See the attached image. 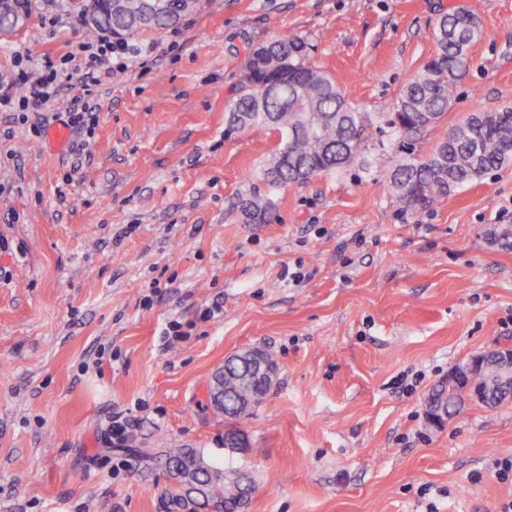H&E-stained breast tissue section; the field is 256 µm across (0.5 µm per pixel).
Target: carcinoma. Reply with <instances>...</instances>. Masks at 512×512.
Instances as JSON below:
<instances>
[{
	"label": "carcinoma",
	"instance_id": "carcinoma-1",
	"mask_svg": "<svg viewBox=\"0 0 512 512\" xmlns=\"http://www.w3.org/2000/svg\"><path fill=\"white\" fill-rule=\"evenodd\" d=\"M154 0H125L120 15L102 13V22L91 28L112 30L117 39L135 33L162 31L178 26L185 18L181 0H169L168 13L153 17ZM482 29L473 10L444 11L433 28L434 57L401 92L387 126L396 138L399 159L392 170L391 186L407 206L425 210L461 185L512 165V108L467 116L453 124L446 136L424 159L416 158L417 143L452 108L458 81L470 65V47L480 40ZM310 46L299 37L278 36L252 47L246 56L243 79L228 109L230 131L270 125L286 133L262 169L263 180L273 188L301 183L312 175L353 164L365 151L364 133L372 124L368 112L358 111L326 72L306 63ZM270 200L245 196L241 216L246 224L264 223ZM222 376L224 405L212 410L228 419L248 416L265 393L250 361L229 357ZM497 398L499 380L492 372L477 371L462 385H435L429 399L451 414L469 391ZM138 458L163 463L176 485L166 491L176 508L223 506V512H239L254 489L250 476L203 459L191 448H170L154 457L140 448Z\"/></svg>",
	"mask_w": 512,
	"mask_h": 512
}]
</instances>
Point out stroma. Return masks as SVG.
<instances>
[{"label":"stroma","mask_w":512,"mask_h":512,"mask_svg":"<svg viewBox=\"0 0 512 512\" xmlns=\"http://www.w3.org/2000/svg\"><path fill=\"white\" fill-rule=\"evenodd\" d=\"M33 2L0 40V74L23 54L72 72L91 40L79 0ZM470 5L483 37L425 155L469 114L512 107V0H205L132 36L145 61L97 85L88 152L0 112V512H165L168 470L103 440L119 411L137 419L132 447L248 472L244 512L512 500L491 466L512 455V401L426 416L455 366L512 342V250L494 240L512 225V166L418 211L390 185L389 127H368L363 163L279 189L261 177L279 133L226 131L251 47L303 38L349 100L389 112L435 52L440 10ZM248 192L272 201L266 223H243ZM252 347L278 374L232 454L207 387Z\"/></svg>","instance_id":"35a3bbf8"}]
</instances>
